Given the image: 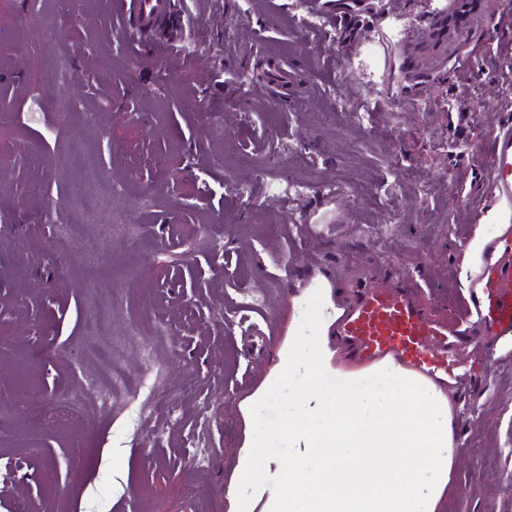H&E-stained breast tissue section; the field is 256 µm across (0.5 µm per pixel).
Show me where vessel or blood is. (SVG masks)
Segmentation results:
<instances>
[{
    "instance_id": "b4317fda",
    "label": "vessel or blood",
    "mask_w": 512,
    "mask_h": 512,
    "mask_svg": "<svg viewBox=\"0 0 512 512\" xmlns=\"http://www.w3.org/2000/svg\"><path fill=\"white\" fill-rule=\"evenodd\" d=\"M113 13L132 52L164 32L176 39L193 18L176 0H114ZM491 206L485 218L493 226L485 239L462 297L456 326L429 314L418 301L410 276L396 285H366L352 304L341 334L358 361L393 359L427 378H452L461 364L449 346L481 333L488 340L512 339V121H504L488 143Z\"/></svg>"
}]
</instances>
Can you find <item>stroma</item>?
Masks as SVG:
<instances>
[{
    "label": "stroma",
    "instance_id": "stroma-1",
    "mask_svg": "<svg viewBox=\"0 0 512 512\" xmlns=\"http://www.w3.org/2000/svg\"><path fill=\"white\" fill-rule=\"evenodd\" d=\"M468 3L450 43L458 0H359L316 25L305 0H186L183 48L135 56L110 0H0V512H228L239 403L298 296L328 288L345 308L365 277L404 272L426 309L458 304L488 139L512 118V0ZM272 58L287 96L261 83ZM292 170L308 194L273 196ZM95 176L122 189L101 241L70 193ZM243 291L261 306L240 309ZM105 306L130 374L147 342L132 319L170 329L155 345L172 405L148 404L134 432L89 399L52 416L99 369L78 348ZM476 353L483 371L448 389L459 461L442 512H512V344L477 336L461 358ZM201 451L203 469L187 461Z\"/></svg>",
    "mask_w": 512,
    "mask_h": 512
}]
</instances>
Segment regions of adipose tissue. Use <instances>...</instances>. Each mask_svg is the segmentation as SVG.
I'll return each instance as SVG.
<instances>
[{
    "instance_id": "obj_1",
    "label": "adipose tissue",
    "mask_w": 512,
    "mask_h": 512,
    "mask_svg": "<svg viewBox=\"0 0 512 512\" xmlns=\"http://www.w3.org/2000/svg\"><path fill=\"white\" fill-rule=\"evenodd\" d=\"M332 323L324 317L288 337L243 404L247 431L229 512H439L458 458L447 387L391 360L361 370L335 365ZM282 397L284 458L266 453L262 416Z\"/></svg>"
}]
</instances>
